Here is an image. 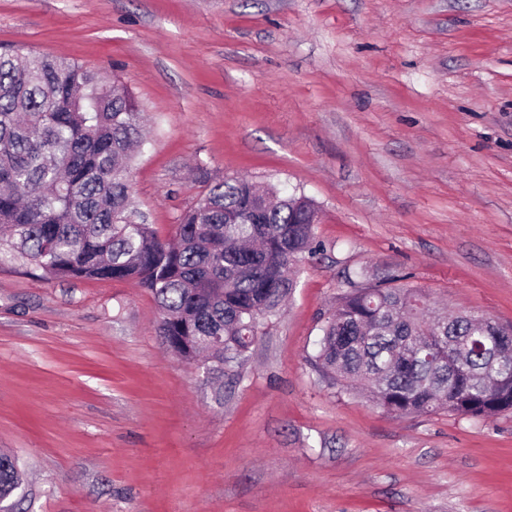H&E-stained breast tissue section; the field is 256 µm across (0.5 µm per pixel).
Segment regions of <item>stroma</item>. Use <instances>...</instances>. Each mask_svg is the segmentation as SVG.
Instances as JSON below:
<instances>
[{
	"label": "stroma",
	"instance_id": "obj_1",
	"mask_svg": "<svg viewBox=\"0 0 512 512\" xmlns=\"http://www.w3.org/2000/svg\"><path fill=\"white\" fill-rule=\"evenodd\" d=\"M0 46L129 89L161 237L244 176L313 199L324 246L220 379L133 283L0 264L17 512H512V411L393 416L310 363L387 276L512 326V0H0Z\"/></svg>",
	"mask_w": 512,
	"mask_h": 512
}]
</instances>
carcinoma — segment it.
<instances>
[{
  "label": "carcinoma",
  "instance_id": "carcinoma-1",
  "mask_svg": "<svg viewBox=\"0 0 512 512\" xmlns=\"http://www.w3.org/2000/svg\"><path fill=\"white\" fill-rule=\"evenodd\" d=\"M143 112L131 92L74 60L0 50V256L50 280L131 281L161 312L168 348L231 375L293 293L294 269L321 251L317 207L234 177L187 209L175 238L132 219L133 148ZM490 316L448 315L386 278L340 298L314 366L330 384L395 416L481 419L512 410V347ZM23 483L0 453V503Z\"/></svg>",
  "mask_w": 512,
  "mask_h": 512
}]
</instances>
